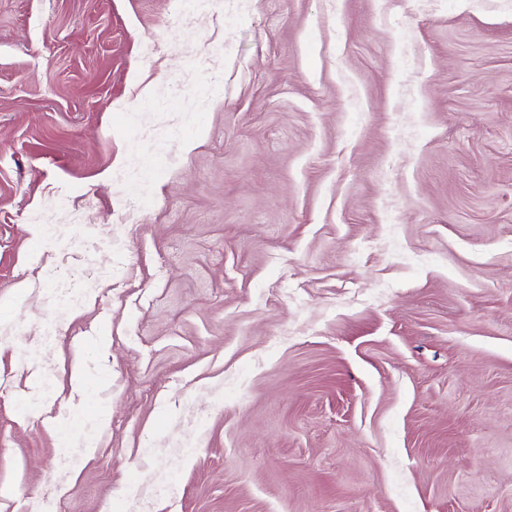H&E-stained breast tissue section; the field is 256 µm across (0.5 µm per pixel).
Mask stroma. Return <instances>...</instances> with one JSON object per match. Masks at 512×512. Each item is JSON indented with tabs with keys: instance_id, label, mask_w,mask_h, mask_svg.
I'll return each mask as SVG.
<instances>
[{
	"instance_id": "1",
	"label": "stroma",
	"mask_w": 512,
	"mask_h": 512,
	"mask_svg": "<svg viewBox=\"0 0 512 512\" xmlns=\"http://www.w3.org/2000/svg\"><path fill=\"white\" fill-rule=\"evenodd\" d=\"M141 490L512 512V0H0V512Z\"/></svg>"
}]
</instances>
